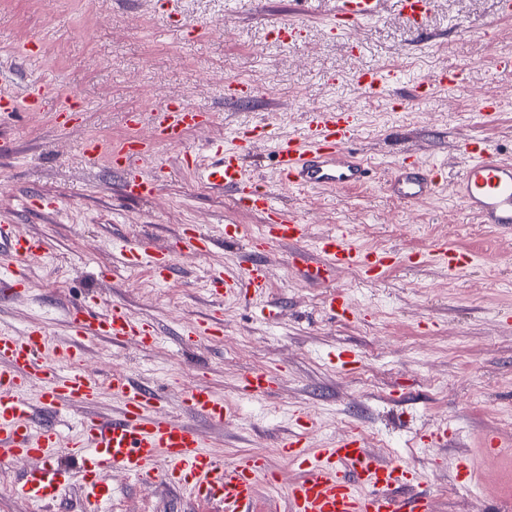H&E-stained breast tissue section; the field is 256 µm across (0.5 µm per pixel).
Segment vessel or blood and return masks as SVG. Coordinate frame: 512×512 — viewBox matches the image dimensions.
Here are the masks:
<instances>
[{
    "label": "vessel or blood",
    "mask_w": 512,
    "mask_h": 512,
    "mask_svg": "<svg viewBox=\"0 0 512 512\" xmlns=\"http://www.w3.org/2000/svg\"><path fill=\"white\" fill-rule=\"evenodd\" d=\"M380 0H337L338 17L360 22L377 15ZM364 91L373 92L390 80L379 69H366L353 77ZM459 73L443 70L435 77L419 82L421 96L434 87L455 88ZM44 100L40 88L24 95L0 92V110L39 108ZM150 120L155 137L144 141L137 137L103 146L85 141L82 149L89 157L108 153L113 167L120 170L121 193L132 199L156 195L154 178L144 171L146 160L158 144H178L186 133L210 115L188 103L176 101L156 109L151 117L134 113L130 126ZM355 131V116L350 112L316 111L304 137H280L274 143L276 166L281 183L290 188L336 190L365 184L370 168L345 145ZM457 151L464 163L454 182V196L482 223L512 228V159L491 150L484 140L465 137ZM187 168L197 169L202 182L210 187L232 191L237 208L256 213L264 220L262 237L249 239L256 260L237 269L214 273L213 280L223 283L227 294L251 300L265 294L269 286L266 263L259 253L270 244L299 246V273L302 281L324 284L333 280L337 268H355L366 279L374 280L400 255L365 251L353 245L345 231L317 240L312 251L302 250L306 238L300 224L277 205L271 192L246 174L243 149L235 145L217 150L205 167H198L194 155L185 154ZM446 181L437 169L427 167L417 157L399 158L388 181V189L408 204L429 198L442 190ZM9 220L0 221V237L10 236ZM11 238L12 271L0 277V289L16 293L26 284L23 265L31 255L45 251L47 243L35 237ZM180 250L208 256L213 240L200 231L182 232ZM426 261L449 272L469 268L470 253L442 244L434 246ZM223 317L213 312L187 331L188 341L201 342L214 337ZM72 336L58 347L52 359L42 356L48 344L45 331L37 325L25 332L0 330V465L16 460L30 461L31 467L14 484L13 493L33 503H53L79 488L83 512H104L112 499L113 472L141 480L158 482L171 488L188 489L197 499L220 502L224 512H253L260 487L282 491L288 512H434L427 491L420 487L421 477L409 465L380 458L368 449L362 435L349 433L329 440L325 447H314L307 420H299L297 431L282 437L279 451L295 464L303 475L282 484L266 457L247 453L220 463L205 449V437L198 421L223 425L232 407L217 397L210 387L195 384L182 400L183 416L173 417L160 409V396L132 378L115 374L112 392L122 402L119 415L100 416L91 407L101 396V382L89 374L83 364L86 339L103 337L112 342L132 341L148 346L157 339L152 324L135 319L120 303L113 304L105 316H92L90 310L72 313ZM43 388L42 402L32 405L26 393L32 383ZM274 381L267 373L252 371L244 375L241 389L253 396L267 392ZM62 415L83 409L76 435L63 440L52 422H37L39 409Z\"/></svg>",
    "instance_id": "obj_1"
}]
</instances>
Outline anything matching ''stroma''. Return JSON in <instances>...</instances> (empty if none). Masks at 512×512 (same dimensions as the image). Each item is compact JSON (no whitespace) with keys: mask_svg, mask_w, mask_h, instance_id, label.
<instances>
[{"mask_svg":"<svg viewBox=\"0 0 512 512\" xmlns=\"http://www.w3.org/2000/svg\"><path fill=\"white\" fill-rule=\"evenodd\" d=\"M335 14L336 0H102L96 9L89 0H0V90L20 96L44 82L52 91L43 111L0 120V215L12 220L14 234L47 242L40 260L26 267L27 288L0 295V329L37 324L56 346L70 338L72 306L103 312L125 302L155 326L158 342H91L85 367L137 378L177 417L183 392L205 380L237 408L223 426L200 425L217 461L261 453L284 481L297 478L277 441L306 416L318 443L356 431L381 458L415 468L437 512H512V456L491 460L484 445L490 435L512 445V265L499 259L512 248V230L480 223L452 192L409 205L386 188L394 160L409 153L442 165L453 179L463 164L453 143L462 137H481L512 156V77L495 67L498 56L512 55V20L498 16L497 0H428L423 25L431 38L422 41L398 0H382L374 18L352 26L334 27ZM283 22L302 28L287 45L273 34ZM34 37L41 52L31 59L22 49ZM444 67L460 70L462 85L417 98V81ZM368 68L393 73L395 83L365 93L352 76ZM241 81L252 84V96L228 99L226 85ZM485 98L496 99L499 110L482 121L476 112ZM170 99L214 120L179 145L159 147L145 166L159 179L153 198H124L121 173L106 157L87 158L81 143L152 137L150 123L134 131L126 115ZM73 102L80 122L58 128L55 112ZM315 109L355 111L348 148L371 166L366 185L277 186L273 142L253 140L251 130L267 121L280 133L299 134ZM236 137L248 150L247 172L274 186L277 204L305 225L306 248L344 227L362 249L422 254L445 243L473 252L472 267L451 276L428 262L397 264L374 281L341 269L327 284L308 285L292 263L293 247L274 245L264 255L266 299L281 316L265 321L259 306L226 298L210 278L252 257L246 239L225 241V225H245L256 236L261 216L237 210L232 193L205 187L182 164L185 152L204 157L211 145ZM42 198L51 208L39 206ZM187 227L216 246L204 258L175 256L166 282H157L145 262L115 268L120 251L151 252ZM339 290L356 309L347 320L326 309ZM217 308L223 335L186 342V328ZM344 349L358 356L353 370L332 361ZM253 370L276 383L247 398L240 381ZM443 423L447 446L421 441L424 430ZM464 457L475 473L468 484L457 478ZM112 512L224 508L116 472Z\"/></svg>","mask_w":512,"mask_h":512,"instance_id":"1","label":"stroma"}]
</instances>
